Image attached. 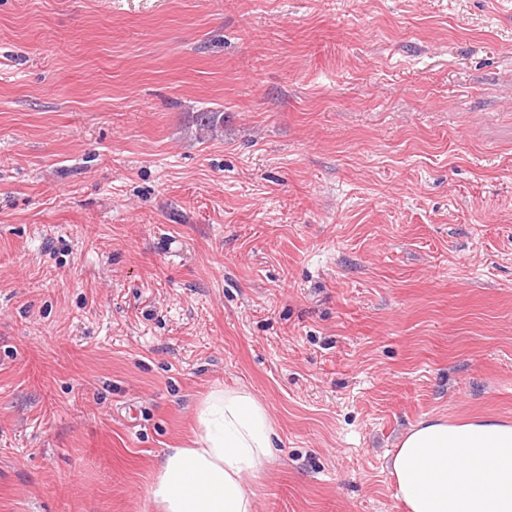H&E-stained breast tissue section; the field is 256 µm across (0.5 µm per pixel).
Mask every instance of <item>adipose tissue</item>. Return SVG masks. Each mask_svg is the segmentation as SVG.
I'll return each instance as SVG.
<instances>
[{"instance_id":"ef3b65f1","label":"adipose tissue","mask_w":512,"mask_h":512,"mask_svg":"<svg viewBox=\"0 0 512 512\" xmlns=\"http://www.w3.org/2000/svg\"><path fill=\"white\" fill-rule=\"evenodd\" d=\"M188 446L168 449L151 486L162 512H255L250 485L276 458L265 403L213 388ZM389 471L405 512H512V422L428 416L398 440Z\"/></svg>"}]
</instances>
